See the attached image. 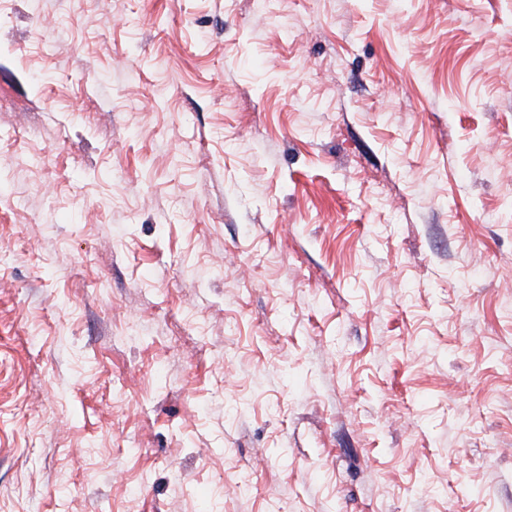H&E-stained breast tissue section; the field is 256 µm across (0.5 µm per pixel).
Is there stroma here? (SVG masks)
I'll use <instances>...</instances> for the list:
<instances>
[{
  "label": "stroma",
  "mask_w": 512,
  "mask_h": 512,
  "mask_svg": "<svg viewBox=\"0 0 512 512\" xmlns=\"http://www.w3.org/2000/svg\"><path fill=\"white\" fill-rule=\"evenodd\" d=\"M0 512H512V0H0Z\"/></svg>",
  "instance_id": "obj_1"
}]
</instances>
